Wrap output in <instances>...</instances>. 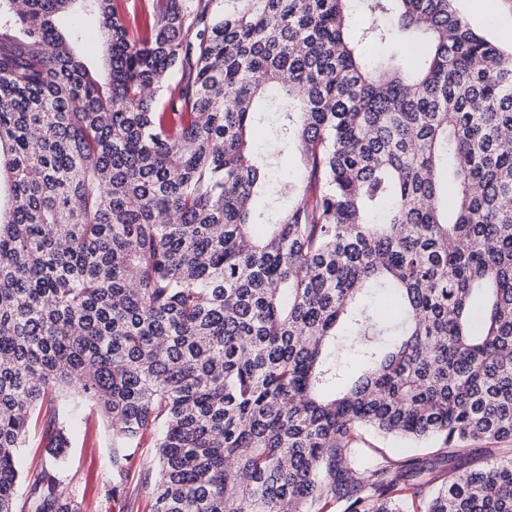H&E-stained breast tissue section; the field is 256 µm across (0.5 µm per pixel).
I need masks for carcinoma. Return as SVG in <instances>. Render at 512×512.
I'll return each instance as SVG.
<instances>
[{
  "instance_id": "carcinoma-1",
  "label": "carcinoma",
  "mask_w": 512,
  "mask_h": 512,
  "mask_svg": "<svg viewBox=\"0 0 512 512\" xmlns=\"http://www.w3.org/2000/svg\"><path fill=\"white\" fill-rule=\"evenodd\" d=\"M348 2L0 0V512H86L92 415L128 512L144 446L152 512H512V448L447 467L512 441V48L458 0ZM263 122L258 123L253 132V143L257 156L270 163L269 173L273 181L295 178L301 171L299 155L291 151H283L282 137L276 131L280 124L275 112H266ZM49 439L47 436L42 435L40 429L32 430L29 435V443L26 448H21L19 453V469L20 472H24L30 464L32 456L36 453L47 456L46 448L48 446ZM366 448H387L390 452L407 458L429 459L432 457L433 448H417L407 442L379 438L373 434H364ZM488 448H512V443L506 445L493 441H470L461 446L459 455L449 463L451 466L462 465L470 458L488 456Z\"/></svg>"
}]
</instances>
